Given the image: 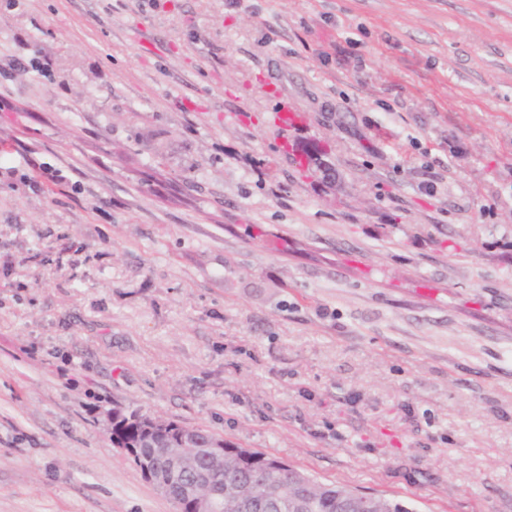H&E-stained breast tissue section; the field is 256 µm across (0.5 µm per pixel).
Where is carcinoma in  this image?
Listing matches in <instances>:
<instances>
[{
	"instance_id": "carcinoma-1",
	"label": "carcinoma",
	"mask_w": 512,
	"mask_h": 512,
	"mask_svg": "<svg viewBox=\"0 0 512 512\" xmlns=\"http://www.w3.org/2000/svg\"><path fill=\"white\" fill-rule=\"evenodd\" d=\"M117 415L112 439L122 438L139 447V453L147 460L153 474L162 476L168 485L167 497L184 509L187 503L185 490L194 481L191 473L175 474L167 467L166 449L179 446V436L186 427L171 423L167 436L147 447L145 435L139 430L137 420L143 413L137 410L113 409ZM284 461L263 451L242 448L232 442H224V473L214 478L217 484L243 483L258 500L269 499L275 504L273 512H338L342 497L352 488L322 482L299 467L282 470ZM374 512H413L394 497L374 495Z\"/></svg>"
}]
</instances>
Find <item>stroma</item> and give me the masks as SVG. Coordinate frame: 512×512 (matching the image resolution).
Instances as JSON below:
<instances>
[{
    "label": "stroma",
    "instance_id": "1",
    "mask_svg": "<svg viewBox=\"0 0 512 512\" xmlns=\"http://www.w3.org/2000/svg\"><path fill=\"white\" fill-rule=\"evenodd\" d=\"M0 99V512H179L115 407L512 512V0H0ZM112 411L117 415V422L115 424V429L113 430L112 414H106L107 428L109 431L112 430V445L114 444L115 439L122 438L132 442L136 446L149 447L150 444L144 442L146 436L141 432V430H139L137 425V420L147 414H143L137 410L125 412L116 408H113ZM113 447L115 446L113 445Z\"/></svg>",
    "mask_w": 512,
    "mask_h": 512
}]
</instances>
